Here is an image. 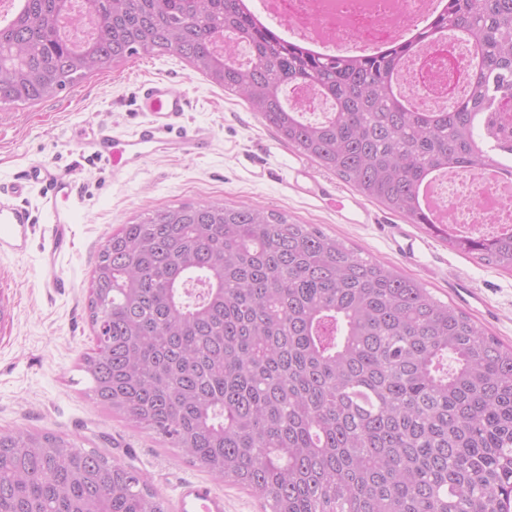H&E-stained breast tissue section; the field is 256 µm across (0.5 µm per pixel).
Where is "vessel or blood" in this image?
I'll return each instance as SVG.
<instances>
[{
	"instance_id": "1",
	"label": "vessel or blood",
	"mask_w": 512,
	"mask_h": 512,
	"mask_svg": "<svg viewBox=\"0 0 512 512\" xmlns=\"http://www.w3.org/2000/svg\"><path fill=\"white\" fill-rule=\"evenodd\" d=\"M187 108L186 96L171 83L157 80L143 85L139 109L148 119L127 143L132 156H146L158 143L185 154H202L205 148L202 135L172 134ZM31 184L43 186V207L52 217V230L44 251L45 276L53 282L57 279V259L70 248L69 226L73 222L70 185L54 169L43 164L30 165L17 182L0 194V253L21 252L28 246L35 219L24 194ZM175 512H224V496L207 482L187 480L181 486Z\"/></svg>"
}]
</instances>
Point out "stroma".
<instances>
[{
  "label": "stroma",
  "mask_w": 512,
  "mask_h": 512,
  "mask_svg": "<svg viewBox=\"0 0 512 512\" xmlns=\"http://www.w3.org/2000/svg\"><path fill=\"white\" fill-rule=\"evenodd\" d=\"M153 80L183 91L190 106L180 129L203 133L209 146L198 157L161 149L113 174L111 161L92 157L87 146L106 127L117 140L132 136L145 121L136 98ZM36 162L68 175L72 246L57 262L64 285L52 287L43 276L51 220L41 187H29L25 202L35 232L24 253L0 256V297L15 308L13 322H0V432L60 435L137 469L165 501L174 500L185 480L205 481L208 473L154 431L111 414L80 368L94 346L88 295L100 250L113 232L150 210L219 201L316 225L362 257L418 281L512 347V271L452 249L425 225L344 181L336 182L335 196L314 194L330 172L281 141L237 93L211 83L175 53L132 56L33 104L0 103V188ZM407 241L417 249L414 257L398 249Z\"/></svg>",
  "instance_id": "1"
}]
</instances>
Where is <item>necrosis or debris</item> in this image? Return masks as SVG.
Wrapping results in <instances>:
<instances>
[{
    "mask_svg": "<svg viewBox=\"0 0 512 512\" xmlns=\"http://www.w3.org/2000/svg\"><path fill=\"white\" fill-rule=\"evenodd\" d=\"M446 0H258L261 21L285 23L289 39L322 54L350 49L372 55L410 38L424 20L439 15ZM469 65L447 35L416 47L402 63L399 91L413 107L433 112L467 92ZM512 223V184L490 185L477 206L459 200L449 214L455 234L492 233Z\"/></svg>",
    "mask_w": 512,
    "mask_h": 512,
    "instance_id": "obj_1",
    "label": "necrosis or debris"
}]
</instances>
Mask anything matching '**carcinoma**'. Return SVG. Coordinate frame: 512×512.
<instances>
[{
  "mask_svg": "<svg viewBox=\"0 0 512 512\" xmlns=\"http://www.w3.org/2000/svg\"><path fill=\"white\" fill-rule=\"evenodd\" d=\"M67 3L18 0L0 18V102L172 50L365 197L512 270V228L452 234L417 204L430 177L512 155V0H448L371 56L287 42L245 0H83L98 26L75 44ZM444 30L477 51L468 92L448 111L398 103L402 60ZM289 86L331 112L307 121ZM89 309L109 334L83 357L97 400L264 512H512V347L311 224L212 201L151 210L100 251ZM0 512L167 505L136 469L19 430L0 432Z\"/></svg>",
  "mask_w": 512,
  "mask_h": 512,
  "instance_id": "carcinoma-1",
  "label": "carcinoma"
}]
</instances>
